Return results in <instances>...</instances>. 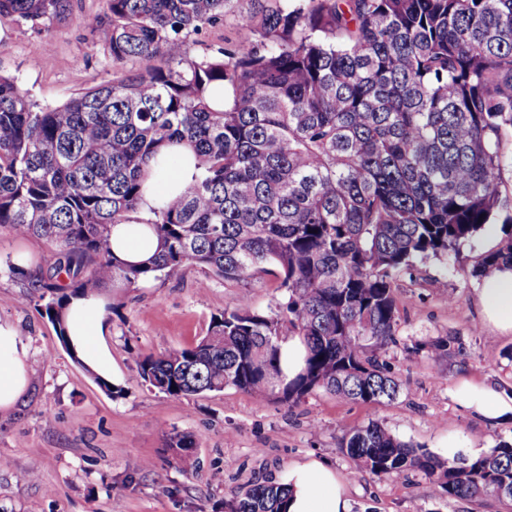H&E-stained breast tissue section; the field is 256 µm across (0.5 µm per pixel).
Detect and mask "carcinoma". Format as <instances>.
Returning <instances> with one entry per match:
<instances>
[{
	"mask_svg": "<svg viewBox=\"0 0 512 512\" xmlns=\"http://www.w3.org/2000/svg\"><path fill=\"white\" fill-rule=\"evenodd\" d=\"M233 2L106 0L92 28L112 79L62 105L40 107L0 75V227L57 251L49 274L11 270L46 300L67 349L70 300L103 285L190 265L226 281L271 275L285 295L277 313L242 302L212 317L196 346L139 356L142 382L170 397L232 386L391 401L401 384L376 350L396 343L394 281L418 260H448L507 206L512 0H246L238 18L254 39L190 55V38L223 24ZM68 4L0 0V21L47 27ZM180 145L194 155L192 182L153 210L156 252L127 264L110 251L111 225L133 219L161 174L151 162ZM505 268L512 240L475 275ZM285 333L308 348L292 380ZM425 349L435 362L452 340L414 351ZM168 441L192 467V437ZM339 448L378 478L420 471L451 498L512 500V442L447 460L371 421ZM286 491L239 487L231 512H283Z\"/></svg>",
	"mask_w": 512,
	"mask_h": 512,
	"instance_id": "1",
	"label": "carcinoma"
}]
</instances>
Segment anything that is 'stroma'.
Wrapping results in <instances>:
<instances>
[{"mask_svg":"<svg viewBox=\"0 0 512 512\" xmlns=\"http://www.w3.org/2000/svg\"><path fill=\"white\" fill-rule=\"evenodd\" d=\"M105 0H71L62 24L36 30L0 24V74L15 78L40 106H57L112 77L108 52L90 21ZM512 238V223L464 243L452 265L436 260L395 281L397 342L382 350L401 382L393 401L351 402L318 390L291 402L233 387L173 398L143 385L135 360L194 346L212 316L247 301L272 314L283 298L274 277L249 282L182 275L132 288L102 289L105 343L113 375L102 380L74 361L42 300L10 264L48 269L56 249L0 228V319L26 347L31 388L0 414V512H230L231 492L247 483H283L288 467L316 458L344 475L353 512H512L493 497L451 499L421 472L378 478L357 469L338 443L349 428L381 421L397 438L443 455L448 444L472 456L512 441V422L488 423L455 399L462 383L512 392V335L483 321L474 269ZM454 336L459 353L431 362L417 344ZM193 437L197 465L184 470L169 432Z\"/></svg>","mask_w":512,"mask_h":512,"instance_id":"stroma-1","label":"stroma"}]
</instances>
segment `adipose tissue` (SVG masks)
I'll list each match as a JSON object with an SVG mask.
<instances>
[{
  "label": "adipose tissue",
  "instance_id": "obj_1",
  "mask_svg": "<svg viewBox=\"0 0 512 512\" xmlns=\"http://www.w3.org/2000/svg\"><path fill=\"white\" fill-rule=\"evenodd\" d=\"M193 163L168 168L164 184L145 187L134 219L113 225L112 252L120 260L139 263L157 249L156 237L147 223L152 211L167 197L179 194L191 182ZM478 300L487 323L503 334H512V270L485 276ZM104 300L99 296L72 299L65 320L68 336L81 361L100 377L112 375V356L102 341L106 322ZM25 347L11 323L0 321V413L12 410L26 395L30 377L23 359ZM463 407L491 422L512 419V395L488 386L463 385L457 392ZM286 512H352L348 482L336 469L310 459L288 470Z\"/></svg>",
  "mask_w": 512,
  "mask_h": 512
}]
</instances>
